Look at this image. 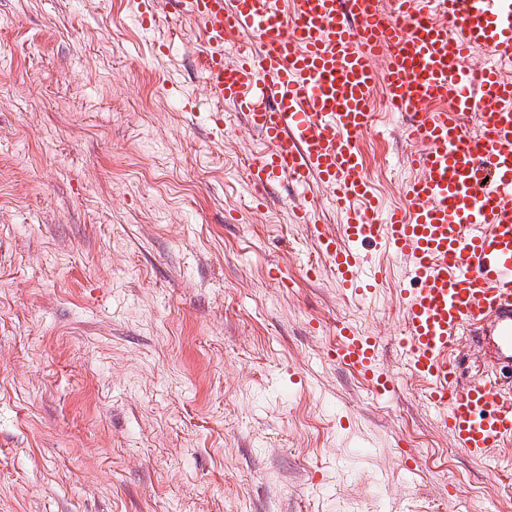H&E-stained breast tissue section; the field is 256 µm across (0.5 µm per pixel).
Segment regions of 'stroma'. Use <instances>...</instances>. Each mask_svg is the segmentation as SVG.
<instances>
[{
	"label": "stroma",
	"instance_id": "35a3bbf8",
	"mask_svg": "<svg viewBox=\"0 0 512 512\" xmlns=\"http://www.w3.org/2000/svg\"><path fill=\"white\" fill-rule=\"evenodd\" d=\"M137 7L0 0V512H512V443L456 448L398 346L405 261L370 250L385 282L346 297L298 190L256 207L193 24ZM373 110L395 205L409 118ZM340 321L393 400L331 358Z\"/></svg>",
	"mask_w": 512,
	"mask_h": 512
}]
</instances>
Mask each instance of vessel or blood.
Returning <instances> with one entry per match:
<instances>
[{"mask_svg":"<svg viewBox=\"0 0 512 512\" xmlns=\"http://www.w3.org/2000/svg\"><path fill=\"white\" fill-rule=\"evenodd\" d=\"M172 2L196 25L210 98L244 112L264 142L249 166L254 201L281 182L325 189L339 227L318 223L310 204L295 217L355 297L373 296L383 277L365 248L405 259L399 346L429 383L440 428L476 461L512 440V78L501 69L512 64V0H394L384 20L377 0ZM236 35L245 43L225 56ZM481 52L490 63L470 68ZM378 90L390 111L410 115L405 135L421 144L408 158L416 175L405 202L391 209L359 146ZM472 110L485 134L465 133ZM466 334L481 338L490 367L463 388L454 349ZM336 337V362L393 397L379 340L345 322Z\"/></svg>","mask_w":512,"mask_h":512,"instance_id":"1","label":"vessel or blood"}]
</instances>
